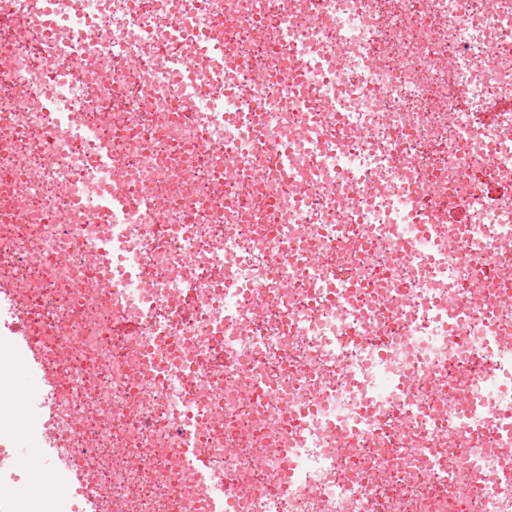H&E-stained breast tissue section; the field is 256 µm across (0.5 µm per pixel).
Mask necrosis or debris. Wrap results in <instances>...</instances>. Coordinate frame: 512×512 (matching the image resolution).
I'll list each match as a JSON object with an SVG mask.
<instances>
[{"label": "necrosis or debris", "instance_id": "obj_1", "mask_svg": "<svg viewBox=\"0 0 512 512\" xmlns=\"http://www.w3.org/2000/svg\"><path fill=\"white\" fill-rule=\"evenodd\" d=\"M487 1L55 0L53 33L0 23V280L64 373L46 428L100 512H196L186 425L239 512H512V111L482 115L512 92V0ZM103 194L129 218L96 270ZM115 264L144 276L100 287ZM11 379L0 489L28 422Z\"/></svg>", "mask_w": 512, "mask_h": 512}]
</instances>
